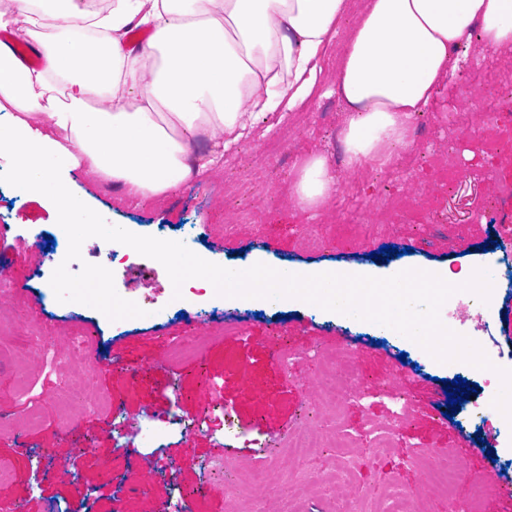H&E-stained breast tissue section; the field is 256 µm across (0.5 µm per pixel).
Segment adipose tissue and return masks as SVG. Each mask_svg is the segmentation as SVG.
Here are the masks:
<instances>
[{"label":"adipose tissue","mask_w":512,"mask_h":512,"mask_svg":"<svg viewBox=\"0 0 512 512\" xmlns=\"http://www.w3.org/2000/svg\"><path fill=\"white\" fill-rule=\"evenodd\" d=\"M0 31L43 59L0 43V151L18 185L75 224L83 202L60 170L163 197L214 170L259 116L302 111L332 49L347 167L394 164L468 56L512 49V0H112L93 15L80 0H24L21 15L0 12ZM337 189L318 154L290 194L315 209Z\"/></svg>","instance_id":"ef3b65f1"}]
</instances>
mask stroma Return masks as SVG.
I'll list each match as a JSON object with an SVG mask.
<instances>
[{"instance_id": "stroma-1", "label": "stroma", "mask_w": 512, "mask_h": 512, "mask_svg": "<svg viewBox=\"0 0 512 512\" xmlns=\"http://www.w3.org/2000/svg\"><path fill=\"white\" fill-rule=\"evenodd\" d=\"M343 104L336 95L314 97L288 122L259 117L252 137L221 174L192 177L160 199H119L111 183L93 181L85 168L59 178L108 223L142 234L192 232L195 252L238 271L261 262L285 272L331 273L359 268L375 276L404 266L440 270L480 268L493 263L512 269V195L500 197L497 210L487 202L499 196L501 182L512 184V150L494 169L481 166L475 153L483 115L473 102L459 100L448 87L429 112L415 119L411 161H398L383 175L345 167L336 137ZM290 130L284 152L269 156L268 141ZM327 156L339 176V189L319 211L295 208L288 196L304 160ZM445 155L459 172L449 190L418 161ZM393 192L413 200L408 222L385 224L374 206ZM57 211L25 195L15 181L0 183V279L12 293L0 305V466L11 472L0 481V512H331L329 487L365 498L383 484L400 482L411 512H506L498 494L489 493L470 508L472 484L486 477L512 482V424L492 405L501 381L496 370L463 362H436L414 341L376 324L327 312L298 299L267 302L258 298H174L161 263L141 257L114 276L117 293L150 314L109 320L80 303L52 300L53 273L45 260V237ZM316 229L312 243L307 229ZM30 252L16 255V237ZM400 256L375 259L381 247ZM451 330L479 344L485 353L512 349V283H494L489 302L471 294L451 296L440 311ZM91 334L92 351L106 359L105 370L86 374L77 367L47 372L30 347L40 336L63 353L72 337ZM289 341L297 355L282 372L275 353ZM349 350L354 365L370 383L386 382L408 396V416L399 426L396 446H373L377 426L394 419L389 399L351 400L342 408L344 430L357 437L354 469L345 484L336 482V447L320 444L322 418L331 407L320 401L322 355ZM158 360L156 369L132 377L133 368ZM27 376L18 386L15 364ZM466 378L471 393L459 409L447 403V384ZM106 394L110 413L88 412L84 397ZM219 405L235 421V435L190 429L207 406ZM154 421L159 433L147 443L140 432ZM313 434L300 460L289 458V434ZM439 448L454 449L463 477L446 496L434 491L418 457ZM227 464L215 471V461ZM311 473L313 482L280 493L286 469ZM238 486L234 504L224 500V485Z\"/></svg>"}]
</instances>
